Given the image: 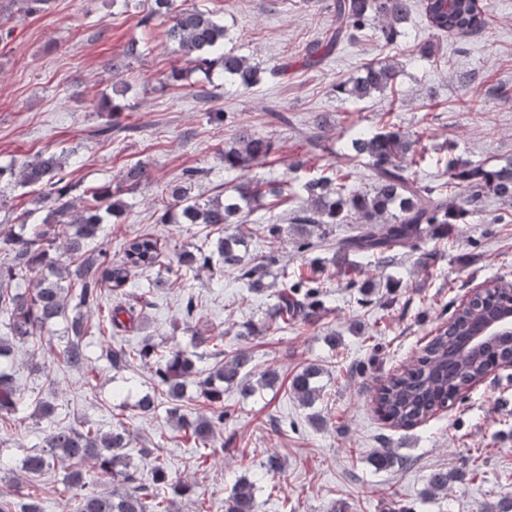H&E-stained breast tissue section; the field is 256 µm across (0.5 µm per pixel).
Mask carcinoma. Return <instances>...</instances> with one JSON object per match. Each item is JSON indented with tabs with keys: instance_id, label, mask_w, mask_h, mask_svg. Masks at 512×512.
Listing matches in <instances>:
<instances>
[{
	"instance_id": "obj_1",
	"label": "carcinoma",
	"mask_w": 512,
	"mask_h": 512,
	"mask_svg": "<svg viewBox=\"0 0 512 512\" xmlns=\"http://www.w3.org/2000/svg\"><path fill=\"white\" fill-rule=\"evenodd\" d=\"M153 15L168 19L169 40L177 47L183 64L191 70L209 74L219 68L244 88L258 83V67L247 57L224 50L226 28L206 11L185 8L176 0H155ZM427 26L439 32L459 34L481 33L486 27L485 6L477 0H422ZM332 22L325 35L310 43L303 55L305 65L317 67L338 45L354 33L378 20L376 37L385 45L401 35L402 24L411 12V0H332ZM396 70L387 62L369 63L361 77L342 83L337 91L353 99H364L382 92L395 82ZM311 153L329 151V135L325 120L320 119L314 130L303 136ZM355 154L368 160L373 186L369 193L353 184L352 172L337 168L335 176H313L301 184L283 178L269 183L248 176L252 166L267 159L277 149L275 139L248 129L238 130L224 142V169L240 173L237 196L218 194L207 200L193 194L203 171L188 169L183 177L168 188L169 201L158 217L159 224H204L224 231L213 249L206 253L192 245L173 252L172 258L160 261L165 244L151 234H139L125 240L120 262L110 263L107 250L93 249L102 225L116 212L123 210L121 196L132 193L150 182V166L141 163L122 172L115 184H106L93 191L101 202L99 209L76 208L71 197L73 186L67 181L66 157L63 154H40L18 165L0 167V182L6 180L19 186H36L40 196L36 203L47 209L39 224H26L0 229V253L6 261L0 263V281L24 280L38 269H46L33 290L0 287V323L9 338H0V361L9 359L18 345L39 337L54 321L67 316L69 308H84L86 312H102L99 323L108 324L113 332L132 328L144 320L148 297L158 285L174 287L187 272L209 267L218 259L228 267L240 269L239 279L249 291L259 293L268 286L274 257L243 262L239 245L241 237L227 228L239 224L242 206L267 196L279 204L290 198H302L295 222L298 224H346L355 219L358 232L336 243L338 253L350 252L372 257L380 264L390 262L406 249H413L424 231L438 224H466L477 210V203L486 193L504 201H512V163L498 169H487L480 163L448 159V184L462 188L460 201L448 205V194L441 186L419 182L415 174L425 159L418 142L393 125L380 131L361 130L351 140ZM63 238L61 247L56 240ZM155 272L147 283L135 280V273ZM287 281L276 294L268 312V324L288 325L314 319L319 310L324 281L321 277L288 281V270L281 271ZM110 288L114 297L111 306L103 307L102 288ZM497 294L479 295L467 306L457 308L445 328L429 341L415 362L402 368L379 386L375 396V411L379 417L398 429H412L453 403L462 391L469 389L490 368L512 356V345L489 341L477 351L464 354L459 349L461 337L471 324L492 307L500 305L507 289ZM86 328L85 317H73L72 339L63 349V361L71 368L86 369L91 365L81 339ZM138 357L153 361V377L171 407L167 414L176 421L184 436L196 448L213 449L216 427L224 424V387L250 388L252 357L247 352L215 363L211 372L204 373L196 365L193 352L161 351L153 339L146 336L138 348L128 350L102 341L100 358L114 368L127 365ZM319 367L307 366L290 382V392L304 406H311L320 397L315 379ZM195 379L209 413L187 416L182 412L184 382ZM23 401L13 375L0 365V418L16 417L22 412ZM129 445L124 430L103 432L90 427H60L46 440L49 451L27 454L21 470L40 474L50 468L51 461L67 463L63 483L67 508L64 512H171L173 496H186L192 488L187 483L172 484L165 460L152 448H142L141 454L152 462L153 477L140 478L130 458L118 453ZM94 462L101 474L112 479L121 490L109 495L98 493L88 485L84 475L87 462ZM378 470H386L398 462L396 455L381 449L371 457ZM429 494L448 487V470H433L427 479ZM256 484L241 478L224 498V512H255ZM0 512H41L40 502L32 493L16 490L0 495Z\"/></svg>"
}]
</instances>
